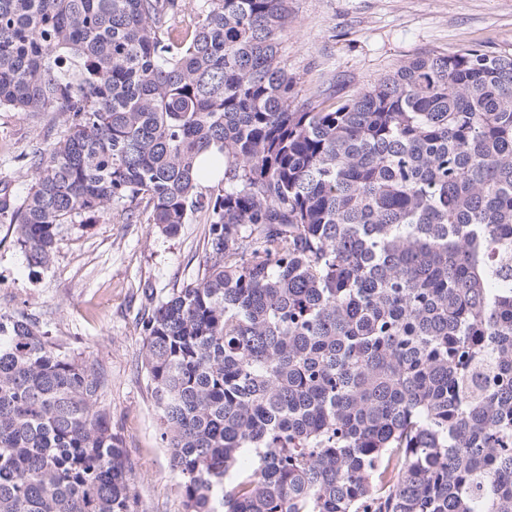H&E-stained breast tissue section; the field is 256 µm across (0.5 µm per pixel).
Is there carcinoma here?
<instances>
[{
  "mask_svg": "<svg viewBox=\"0 0 512 512\" xmlns=\"http://www.w3.org/2000/svg\"><path fill=\"white\" fill-rule=\"evenodd\" d=\"M288 0H0V110L53 112L31 268L146 198L209 211L144 321L184 512H512V53L429 52L299 98ZM214 169L224 176L198 193ZM103 367L0 313V512H132Z\"/></svg>",
  "mask_w": 512,
  "mask_h": 512,
  "instance_id": "cac0c4a2",
  "label": "carcinoma"
}]
</instances>
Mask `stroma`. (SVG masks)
I'll return each instance as SVG.
<instances>
[{
    "mask_svg": "<svg viewBox=\"0 0 512 512\" xmlns=\"http://www.w3.org/2000/svg\"><path fill=\"white\" fill-rule=\"evenodd\" d=\"M288 10V71L301 96L319 90L332 106L426 52H512V0H288ZM58 132L55 113L1 110L0 189L25 194L30 156L49 150ZM151 211L140 199L87 226L67 225L44 268L28 266L14 225L0 216V313L36 318L71 353L106 370L100 404L127 455L135 512H183L143 365L141 317L151 301L143 290L153 287L161 300L202 277L209 221L197 213L167 236Z\"/></svg>",
    "mask_w": 512,
    "mask_h": 512,
    "instance_id": "35a3bbf8",
    "label": "stroma"
}]
</instances>
